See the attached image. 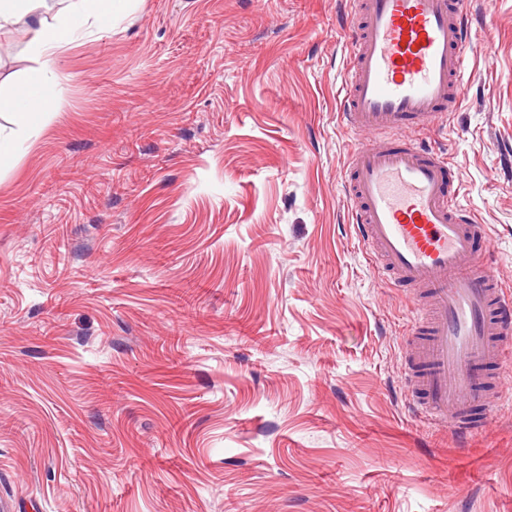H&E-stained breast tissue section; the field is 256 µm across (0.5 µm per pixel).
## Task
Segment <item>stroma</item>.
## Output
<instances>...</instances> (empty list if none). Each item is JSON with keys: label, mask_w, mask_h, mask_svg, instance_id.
Returning <instances> with one entry per match:
<instances>
[{"label": "stroma", "mask_w": 512, "mask_h": 512, "mask_svg": "<svg viewBox=\"0 0 512 512\" xmlns=\"http://www.w3.org/2000/svg\"><path fill=\"white\" fill-rule=\"evenodd\" d=\"M473 10L426 141L512 286V0ZM350 13L137 0L56 57L0 161V512H512V391L464 440L411 414L413 304L347 222ZM32 36L0 31L1 95Z\"/></svg>", "instance_id": "35a3bbf8"}]
</instances>
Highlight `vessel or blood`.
I'll list each match as a JSON object with an SVG mask.
<instances>
[{
  "mask_svg": "<svg viewBox=\"0 0 512 512\" xmlns=\"http://www.w3.org/2000/svg\"><path fill=\"white\" fill-rule=\"evenodd\" d=\"M342 127L370 133L347 157L345 196L373 273L411 289L420 311L405 356L408 403L467 438L492 413L488 368L512 357V290L483 246L487 225L458 200L446 155L419 136L461 104L471 0H355Z\"/></svg>",
  "mask_w": 512,
  "mask_h": 512,
  "instance_id": "vessel-or-blood-1",
  "label": "vessel or blood"
}]
</instances>
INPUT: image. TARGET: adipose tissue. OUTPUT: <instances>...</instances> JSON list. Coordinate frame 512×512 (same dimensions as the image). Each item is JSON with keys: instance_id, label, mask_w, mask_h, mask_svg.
I'll return each mask as SVG.
<instances>
[{"instance_id": "ef3b65f1", "label": "adipose tissue", "mask_w": 512, "mask_h": 512, "mask_svg": "<svg viewBox=\"0 0 512 512\" xmlns=\"http://www.w3.org/2000/svg\"><path fill=\"white\" fill-rule=\"evenodd\" d=\"M133 3L134 0H74L71 16L48 24L39 19L44 0H0V28L14 23L22 15L39 21L31 44L39 65L27 75V96L22 101L12 98L4 103L5 108L14 110L21 126L33 127L36 116L41 115L50 103L53 89L50 63L53 57L77 40L83 28H98L125 19Z\"/></svg>"}]
</instances>
